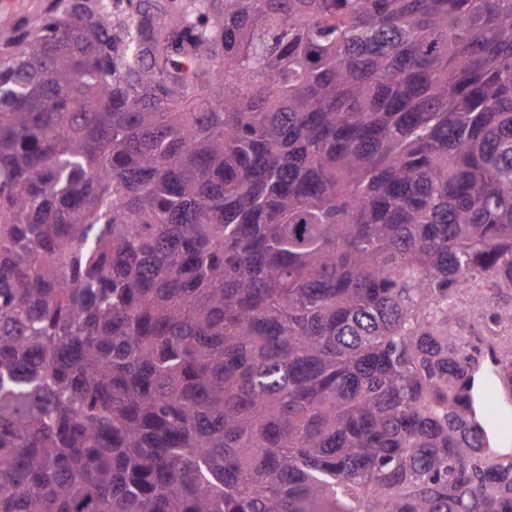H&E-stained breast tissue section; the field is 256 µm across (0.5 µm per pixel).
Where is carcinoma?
<instances>
[{
    "label": "carcinoma",
    "instance_id": "obj_1",
    "mask_svg": "<svg viewBox=\"0 0 512 512\" xmlns=\"http://www.w3.org/2000/svg\"><path fill=\"white\" fill-rule=\"evenodd\" d=\"M512 0H56L0 49V512H512ZM464 289L460 293V301L459 306L462 307L466 313L468 314L470 321L472 324L481 330H484V325L482 321V317L480 314L479 309H477L471 299L469 298L473 293H477L482 290V288H486V285L484 281L478 279V280H471L468 283L465 284L463 287ZM496 362L483 356L473 363L477 373L473 418L481 446L495 453L512 444V395L491 383Z\"/></svg>",
    "mask_w": 512,
    "mask_h": 512
}]
</instances>
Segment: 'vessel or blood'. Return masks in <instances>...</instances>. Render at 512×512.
<instances>
[{
  "label": "vessel or blood",
  "instance_id": "obj_1",
  "mask_svg": "<svg viewBox=\"0 0 512 512\" xmlns=\"http://www.w3.org/2000/svg\"><path fill=\"white\" fill-rule=\"evenodd\" d=\"M477 373L473 418L482 447L490 452L512 446V393L491 381L496 363L492 357L474 362Z\"/></svg>",
  "mask_w": 512,
  "mask_h": 512
}]
</instances>
